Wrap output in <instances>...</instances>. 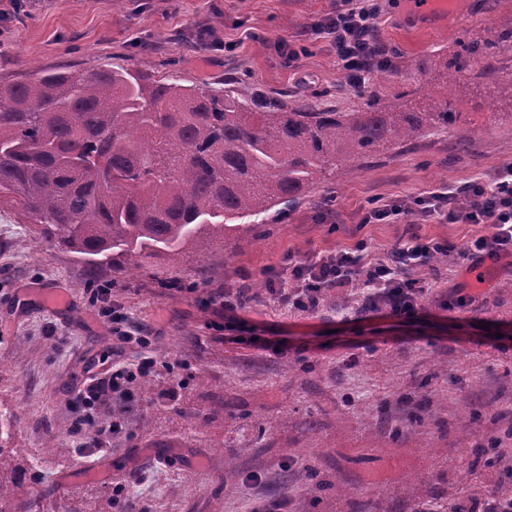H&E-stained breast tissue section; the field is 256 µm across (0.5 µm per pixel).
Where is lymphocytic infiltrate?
<instances>
[{"mask_svg":"<svg viewBox=\"0 0 512 512\" xmlns=\"http://www.w3.org/2000/svg\"><path fill=\"white\" fill-rule=\"evenodd\" d=\"M384 0H337L336 6L313 28L336 52L350 85L367 84L375 71L391 63L377 25ZM435 218L448 224H483L487 230L468 239L459 256L475 263L512 258V163L501 166L488 181L476 179L454 187L440 185L412 203L390 200L371 207L363 223L385 221L409 224L416 218ZM442 243L413 233L397 241L383 257L370 255L367 242L327 254L300 259L289 256L284 268L265 272L269 292L278 303L300 311L316 310L324 294L355 284L364 287L363 312L396 317L415 315L433 292L430 281L416 272L431 264ZM156 363L147 357L136 368L112 367L90 373L77 394L75 406L82 426H89L104 400L129 398L134 384L153 376Z\"/></svg>","mask_w":512,"mask_h":512,"instance_id":"1","label":"lymphocytic infiltrate"}]
</instances>
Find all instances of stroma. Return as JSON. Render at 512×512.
I'll return each instance as SVG.
<instances>
[{"label":"stroma","mask_w":512,"mask_h":512,"mask_svg":"<svg viewBox=\"0 0 512 512\" xmlns=\"http://www.w3.org/2000/svg\"><path fill=\"white\" fill-rule=\"evenodd\" d=\"M19 14H0V81L33 67L128 68L143 47L155 75L181 83L244 91L270 100L303 95L316 109L365 110L370 101L436 87L424 61L457 40H484L506 18L512 0H455L447 18L420 22L410 0H388L380 19L391 65L361 88L345 79L328 41L311 27L336 0H21ZM306 46L287 62L280 41ZM495 79L471 69L470 95L455 101L460 118L424 131L390 152L360 160L351 176L317 180L307 197L271 211L255 230L200 240L179 263L143 259L133 274L112 264L90 267L34 232L10 199L0 200V411L13 423L14 494L50 498L54 512H95L115 481L127 484L146 512H245L246 477L263 473L265 492L285 496L290 512H417L430 490L453 507L460 494L488 497L512 473L475 478L468 471L479 444L512 425V262L461 260L422 275L435 286L414 317L359 314L328 303L311 312L280 307L263 289V271L288 254L303 257L367 240L389 248L410 230L462 250L469 224L430 221L364 224L363 213L390 199L410 200L448 183L492 178L512 162V46L498 49ZM330 207L327 223L317 221ZM249 287L252 299L234 321L242 341H225L217 296ZM464 287L470 305L453 304ZM124 306L165 370L151 392L118 408L100 405L99 422L123 414L124 436L109 453L73 455L69 402L90 366L134 359L136 348L111 332L94 303L96 289ZM67 290L49 306L45 292ZM260 337L262 346L247 344ZM428 399L422 423L411 404ZM60 440L63 452L45 445ZM314 467L319 482L305 478ZM289 482H282V473Z\"/></svg>","instance_id":"obj_1"}]
</instances>
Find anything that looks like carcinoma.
I'll list each match as a JSON object with an SVG mask.
<instances>
[{
    "label": "carcinoma",
    "mask_w": 512,
    "mask_h": 512,
    "mask_svg": "<svg viewBox=\"0 0 512 512\" xmlns=\"http://www.w3.org/2000/svg\"><path fill=\"white\" fill-rule=\"evenodd\" d=\"M512 41V19L483 45L457 43L439 61L444 80L361 112L314 110L295 98L261 103L136 68L35 69L0 82V198L63 249L94 267L114 253L125 272L140 259L175 261L203 235L224 238L235 218H259L306 195L329 170L401 146L459 119L468 67L494 70L493 47ZM12 422L0 413V497L13 491ZM501 439L477 466H504Z\"/></svg>",
    "instance_id": "obj_1"
}]
</instances>
